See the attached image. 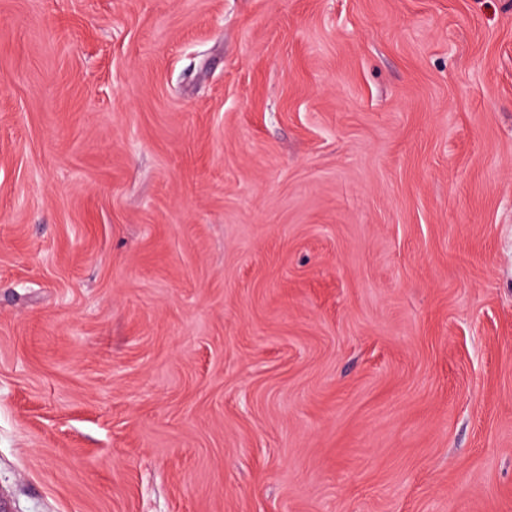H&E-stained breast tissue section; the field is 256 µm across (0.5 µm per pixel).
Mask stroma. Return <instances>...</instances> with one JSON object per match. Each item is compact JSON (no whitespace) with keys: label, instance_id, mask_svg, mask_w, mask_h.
Listing matches in <instances>:
<instances>
[{"label":"stroma","instance_id":"1","mask_svg":"<svg viewBox=\"0 0 512 512\" xmlns=\"http://www.w3.org/2000/svg\"><path fill=\"white\" fill-rule=\"evenodd\" d=\"M7 512H512V0H0Z\"/></svg>","mask_w":512,"mask_h":512}]
</instances>
